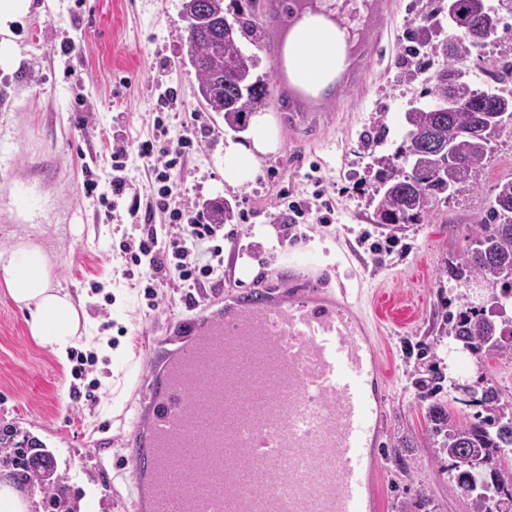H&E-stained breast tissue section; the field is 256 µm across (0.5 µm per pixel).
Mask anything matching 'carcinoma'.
I'll return each instance as SVG.
<instances>
[{"instance_id":"cac0c4a2","label":"carcinoma","mask_w":512,"mask_h":512,"mask_svg":"<svg viewBox=\"0 0 512 512\" xmlns=\"http://www.w3.org/2000/svg\"><path fill=\"white\" fill-rule=\"evenodd\" d=\"M479 0H448V6L430 9L427 18L443 12L448 15L454 43L448 49L439 42L432 50L446 59L426 91L430 100L411 108L404 115L406 130L402 145L381 161L380 197L383 224H416L431 212L440 196H453L471 190L472 172L483 165L494 144L512 133V123L492 119L488 104L494 99L512 108V90L506 87L485 89L471 82L461 89L464 103L452 112L439 108L448 100L450 79L464 66L472 49L484 47L496 30V13L476 14ZM182 11L188 20V46L191 66L197 81V96L209 112L224 114V123L232 128L242 125L243 117L269 101L267 80H252L257 65L236 38L235 27H224V0H183ZM256 0H244L236 14L242 29L256 25ZM436 144L451 149L456 161L430 154L426 147ZM496 193L486 216L476 225L462 266L485 280L502 281V270L512 264V178L497 182ZM453 339L472 355L494 353L512 357V319L501 323L486 316L482 307L463 305V311L450 319ZM502 393L494 386L472 396L471 405L487 416L471 422H453L442 402L428 406V418L440 450L448 456V473L458 487L469 491L473 512H487L488 501L496 500L498 512H512V477L503 474L497 455L512 448V415L501 409ZM0 448L10 452L0 457V465L9 467L23 483L36 480L52 487L54 473L31 472L23 465L24 453L11 446L10 435L0 432ZM48 512H77L70 498L50 492L45 497Z\"/></svg>"}]
</instances>
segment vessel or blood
<instances>
[{
	"instance_id": "vessel-or-blood-1",
	"label": "vessel or blood",
	"mask_w": 512,
	"mask_h": 512,
	"mask_svg": "<svg viewBox=\"0 0 512 512\" xmlns=\"http://www.w3.org/2000/svg\"><path fill=\"white\" fill-rule=\"evenodd\" d=\"M362 51L389 0H365ZM289 0L283 14H319ZM140 383L121 468L133 512H371L386 378L362 318L314 279L234 289Z\"/></svg>"
}]
</instances>
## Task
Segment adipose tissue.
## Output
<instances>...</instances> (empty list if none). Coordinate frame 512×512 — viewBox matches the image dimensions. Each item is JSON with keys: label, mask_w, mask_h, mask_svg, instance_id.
<instances>
[{"label": "adipose tissue", "mask_w": 512, "mask_h": 512, "mask_svg": "<svg viewBox=\"0 0 512 512\" xmlns=\"http://www.w3.org/2000/svg\"><path fill=\"white\" fill-rule=\"evenodd\" d=\"M345 29L320 16L295 26L285 48L289 78L309 92L332 85L347 63ZM249 142L226 141L224 177L240 187L253 183L261 156L276 152L278 140L268 113H253ZM0 284L15 304L25 308L29 333L42 348L65 359L80 334L81 314L72 297L54 286L49 261L39 245L29 241L0 251Z\"/></svg>", "instance_id": "obj_1"}]
</instances>
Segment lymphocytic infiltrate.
Here are the masks:
<instances>
[{
  "label": "lymphocytic infiltrate",
  "mask_w": 512,
  "mask_h": 512,
  "mask_svg": "<svg viewBox=\"0 0 512 512\" xmlns=\"http://www.w3.org/2000/svg\"><path fill=\"white\" fill-rule=\"evenodd\" d=\"M193 148L191 138L172 137L163 117H155L149 136L137 145V155L149 175L148 208L166 214L168 226L138 237L127 236L119 243L121 252L133 265H147V280L173 270L182 284L190 288L198 287L202 280L218 272L217 266L201 263L200 255L207 251L216 257L221 253L220 247L212 243L215 225L206 223L203 215H190L171 204L177 191L174 173Z\"/></svg>",
  "instance_id": "obj_1"
}]
</instances>
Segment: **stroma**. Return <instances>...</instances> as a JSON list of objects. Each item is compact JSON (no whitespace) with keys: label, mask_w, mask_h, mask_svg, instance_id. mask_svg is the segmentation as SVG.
Segmentation results:
<instances>
[{"label":"stroma","mask_w":512,"mask_h":512,"mask_svg":"<svg viewBox=\"0 0 512 512\" xmlns=\"http://www.w3.org/2000/svg\"><path fill=\"white\" fill-rule=\"evenodd\" d=\"M427 0H391L384 32L369 63L337 99L319 95L322 114L309 129L289 122L288 104L271 97L265 110L280 147L260 160L248 187L224 178L226 140L246 132L206 111L188 66L182 0H31L6 36L0 58V251L25 240L46 253L53 283L81 303L88 337L76 349L90 359L75 376V357L59 360L29 334L26 311L0 286V429L10 427L43 444L79 512H132L117 470L125 453L123 420L138 402L136 385L148 362L168 348L175 323L196 306L220 304L237 284L278 291L301 275L302 261L327 288L345 294L365 319L387 376L384 428L374 473L376 512H472L448 477V458L426 417L430 400L449 403L454 420H472L474 407L441 386L423 398L417 378L436 370L458 384L490 382L512 405V358L475 359L451 351L448 319L463 292L490 306L500 284L456 267L484 216L496 183L512 177V135L498 140L472 177L475 188L437 200L418 224H382L376 212L381 157L403 141V115L422 103L427 79L443 67L431 49L411 54L409 35L424 25ZM496 32L471 56L474 81L490 88L500 60L512 59V9L497 11ZM175 89L179 115L172 136H197L200 147L176 174L177 206L190 211L229 202L249 211L225 228L224 278L181 287L176 274L158 278L147 298L141 274H129L119 251L125 232L141 234L149 183L135 149L151 130L158 97ZM127 146L131 187L115 208L102 201L112 179L113 146ZM100 197L84 195L86 174ZM321 184H314V177ZM292 200L324 190L330 223L287 227L281 189ZM394 239L390 252L371 243ZM254 262L241 275L239 261Z\"/></svg>","instance_id":"35a3bbf8"}]
</instances>
